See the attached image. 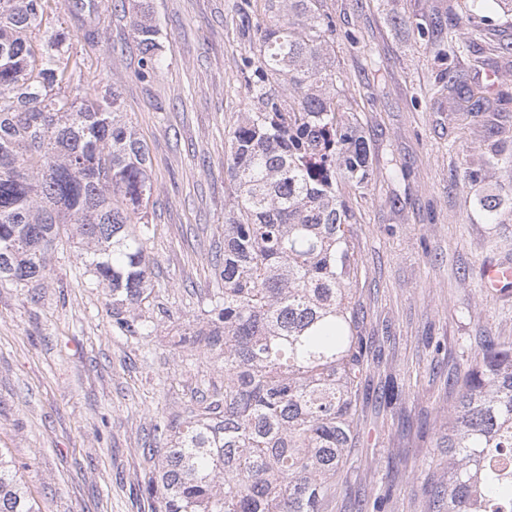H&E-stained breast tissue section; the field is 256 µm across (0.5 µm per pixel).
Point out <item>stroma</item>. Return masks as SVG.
<instances>
[{
	"instance_id": "stroma-1",
	"label": "stroma",
	"mask_w": 512,
	"mask_h": 512,
	"mask_svg": "<svg viewBox=\"0 0 512 512\" xmlns=\"http://www.w3.org/2000/svg\"><path fill=\"white\" fill-rule=\"evenodd\" d=\"M265 0H101L100 38L86 44L73 0H51L55 27L81 61L76 94L116 88L149 148L154 190L147 248L155 287L138 312L151 335L120 330L78 240H61L39 287L0 283V448L10 449L43 512H152L143 456L154 424H175L224 389V357L194 341L224 243V135L250 106L239 72L275 23ZM470 0H321L351 107L371 147L373 178L350 197L359 272L353 284L371 343L361 377L359 442L325 512H428L446 455L436 439L456 400L447 376L464 371L484 337L512 340V291L482 290V269L512 258V166L472 183L490 128L512 141V111L468 113L431 99L445 73L512 94V24L494 0L486 20L461 19ZM159 29L164 66L140 77L131 17ZM440 20L444 34L424 37ZM458 31L472 51H457ZM354 32L358 44L344 34ZM497 196V220L480 198Z\"/></svg>"
}]
</instances>
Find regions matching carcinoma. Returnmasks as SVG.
<instances>
[{
  "instance_id": "obj_1",
  "label": "carcinoma",
  "mask_w": 512,
  "mask_h": 512,
  "mask_svg": "<svg viewBox=\"0 0 512 512\" xmlns=\"http://www.w3.org/2000/svg\"><path fill=\"white\" fill-rule=\"evenodd\" d=\"M273 25L241 59L252 100L227 138L233 202L199 341L224 352V395L144 448L155 512H324L355 445L367 342L352 288L359 262L345 188L372 179L369 147L333 93L319 0H267ZM95 39L99 0H74ZM50 0H0V281L37 287L61 233L112 292L118 328L152 333L136 314L151 293L149 149L120 94H67L81 62L69 34L42 28ZM142 76L163 67L159 30L132 21ZM287 87L278 90L272 79ZM481 111V88L448 78ZM437 447L448 449L432 505L512 512V342L490 340L454 381ZM0 512H41L0 448Z\"/></svg>"
}]
</instances>
